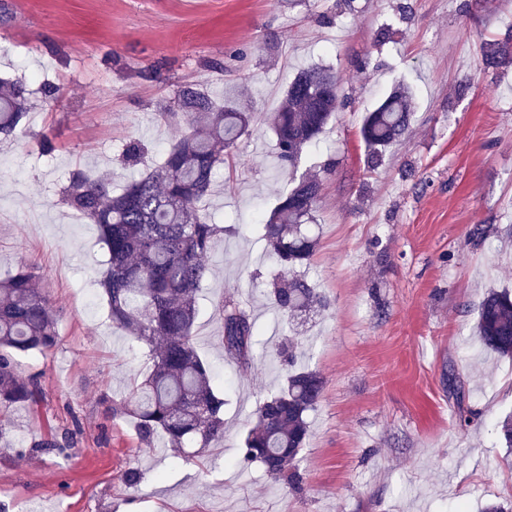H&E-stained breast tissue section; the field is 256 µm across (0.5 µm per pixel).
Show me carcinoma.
Segmentation results:
<instances>
[{
  "instance_id": "cac0c4a2",
  "label": "carcinoma",
  "mask_w": 512,
  "mask_h": 512,
  "mask_svg": "<svg viewBox=\"0 0 512 512\" xmlns=\"http://www.w3.org/2000/svg\"><path fill=\"white\" fill-rule=\"evenodd\" d=\"M508 41L481 43L483 63L507 64ZM341 79L327 66L299 70L289 81L269 126L278 158L294 169L303 150L324 132L338 112ZM33 92L20 78L0 80V134L11 135L29 111ZM187 114L182 137L153 170L112 191V177L90 176L80 168L69 175L62 200L99 226L107 247L108 269L101 281L112 323L150 347V371L133 387L117 412L130 417L141 440L151 444L161 434L180 450L188 443L207 448L224 435V398L214 388L208 366L193 342L196 296L205 280L206 257L224 227L211 222L200 203L207 195L224 155L236 151L250 134V112L235 99L217 100L194 83L182 84L164 115ZM414 121L411 91L399 85L367 113L360 135L367 166L379 167L387 150L399 142ZM321 180L303 174L269 215L260 218L263 239L281 268L290 272L308 264L317 247L312 233ZM277 308L294 316L323 298L307 280L293 276L274 284ZM226 354L247 365L255 355V324L238 305L221 304ZM474 335L487 350L512 358V292L489 289L483 296ZM57 320L37 277L21 266L0 279V409L33 400L34 384L14 371L12 356L45 352L57 346ZM299 342L281 347L291 370L287 384L259 404L255 423L241 448L246 463H260L274 481L291 480V468L308 437L307 414L322 394L319 373L296 365Z\"/></svg>"
}]
</instances>
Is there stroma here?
Listing matches in <instances>:
<instances>
[{
  "label": "stroma",
  "mask_w": 512,
  "mask_h": 512,
  "mask_svg": "<svg viewBox=\"0 0 512 512\" xmlns=\"http://www.w3.org/2000/svg\"><path fill=\"white\" fill-rule=\"evenodd\" d=\"M401 1L0 0V77L62 89L0 140V277L28 266L59 329L53 350L14 358L39 394L0 413V512H478L512 498L498 434L512 359L472 331L484 289H512V66L484 67L480 52L512 27V0H409L407 15ZM384 24L397 34L379 45ZM311 65L343 80L336 121L301 161L322 190L318 247L297 273L328 305L290 318L269 296L277 264L256 216L291 178L269 116ZM186 82L217 99L235 86L253 123L201 203L225 228L193 333L224 395V436L175 455L112 411L147 374L148 349L113 325L99 285L107 250L61 191L76 168L111 174L118 190L158 165L185 128L160 113ZM399 83L414 122L368 169L362 116ZM132 140L135 165L123 160ZM224 302L259 331L249 366L222 347ZM292 336L309 339L303 361L323 379L297 489L240 461L258 401L284 382L277 348ZM463 408L475 414L465 429ZM131 467L135 488L123 481Z\"/></svg>",
  "instance_id": "obj_1"
}]
</instances>
